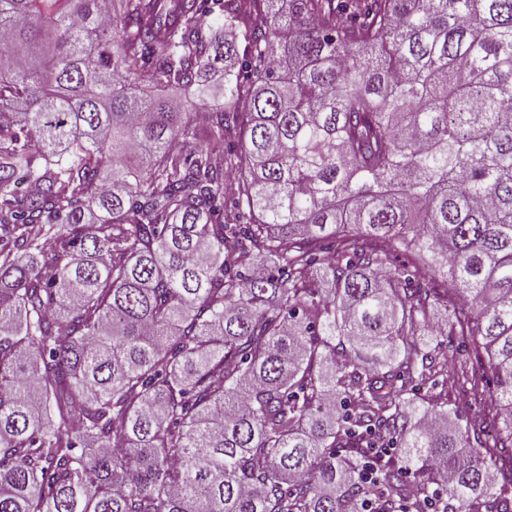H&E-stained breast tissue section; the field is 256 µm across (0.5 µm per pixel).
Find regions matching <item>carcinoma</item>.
<instances>
[{
	"label": "carcinoma",
	"instance_id": "1",
	"mask_svg": "<svg viewBox=\"0 0 512 512\" xmlns=\"http://www.w3.org/2000/svg\"><path fill=\"white\" fill-rule=\"evenodd\" d=\"M108 2L0 0V512H512V0ZM442 347L452 352L457 359H466L468 363L469 374L476 371V379L472 383L462 385L458 380L459 387L453 382L448 385L440 379L433 388L431 382L421 385L418 393L422 396H430L432 393L441 392L442 397L448 401V410H457L462 417L461 424L467 425L471 439L474 443V437L479 438L486 444L493 446L492 440V416L486 401L489 380L492 386L491 374L488 368H482L480 359L470 348L465 336H456V331L452 329L448 322V336H438ZM453 357V358H454Z\"/></svg>",
	"mask_w": 512,
	"mask_h": 512
}]
</instances>
